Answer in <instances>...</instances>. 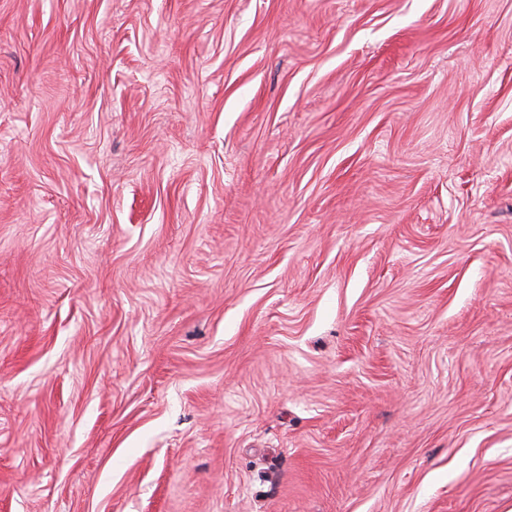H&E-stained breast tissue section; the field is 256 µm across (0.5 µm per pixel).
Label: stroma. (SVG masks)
Instances as JSON below:
<instances>
[{"instance_id": "obj_1", "label": "stroma", "mask_w": 512, "mask_h": 512, "mask_svg": "<svg viewBox=\"0 0 512 512\" xmlns=\"http://www.w3.org/2000/svg\"><path fill=\"white\" fill-rule=\"evenodd\" d=\"M0 512H512V0H0Z\"/></svg>"}]
</instances>
